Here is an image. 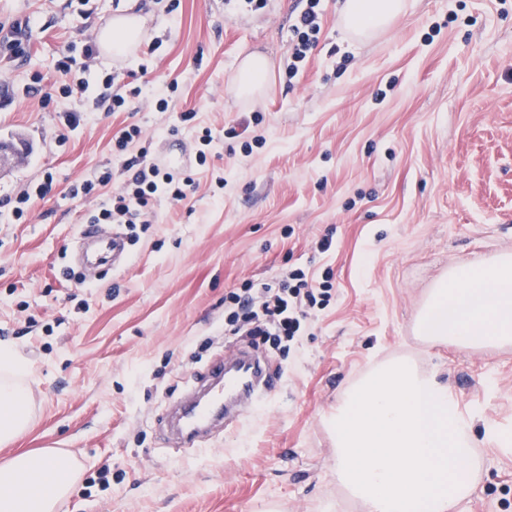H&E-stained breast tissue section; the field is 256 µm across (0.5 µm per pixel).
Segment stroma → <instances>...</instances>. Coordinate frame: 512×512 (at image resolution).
Instances as JSON below:
<instances>
[{
    "mask_svg": "<svg viewBox=\"0 0 512 512\" xmlns=\"http://www.w3.org/2000/svg\"><path fill=\"white\" fill-rule=\"evenodd\" d=\"M387 26L358 40L341 23L345 0H322L319 42L289 76L291 25L301 0H244L217 10L181 0L176 18L153 9L152 57L99 58L92 78L179 88L169 111L140 105L92 114L66 144L54 113L21 88L46 85L86 26L114 15L94 0L84 19L64 0H0V16L29 19L30 54L0 108V142H24L0 166V346L25 365L29 429L0 461L51 452L80 479L59 512H365L336 477L330 416L344 393L387 362L410 361L446 382L472 419L480 469L453 512H512V345L463 350L420 336L415 317L454 265L512 254V0H404ZM265 56L263 91L239 96L242 59ZM193 110L194 124L180 113ZM250 126L228 139L240 120ZM135 124L153 153H184L196 192L161 203L120 268L76 264L85 204L70 183L116 166L111 140ZM211 128L198 165L190 143ZM52 173L55 191L28 224L2 202ZM332 235L322 253L316 243ZM301 269L330 275L333 297L309 336L268 350L283 383L238 432L201 450L170 444L168 408L238 347L260 336L224 333V297L246 281ZM107 481H100L101 470Z\"/></svg>",
    "mask_w": 512,
    "mask_h": 512,
    "instance_id": "stroma-1",
    "label": "stroma"
}]
</instances>
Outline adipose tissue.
I'll return each mask as SVG.
<instances>
[{
    "instance_id": "obj_1",
    "label": "adipose tissue",
    "mask_w": 512,
    "mask_h": 512,
    "mask_svg": "<svg viewBox=\"0 0 512 512\" xmlns=\"http://www.w3.org/2000/svg\"><path fill=\"white\" fill-rule=\"evenodd\" d=\"M404 8L403 0H348L345 11L355 32L386 25ZM144 17L126 12L106 20L100 29L108 55L130 56ZM432 342H453L470 350L512 342V257L487 267L456 266L433 289L417 318ZM15 351L0 348V445L11 442L30 423L28 390ZM78 472L47 455L24 453L0 464V512H57L70 495Z\"/></svg>"
}]
</instances>
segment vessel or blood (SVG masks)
Returning a JSON list of instances; mask_svg holds the SVG:
<instances>
[{
  "mask_svg": "<svg viewBox=\"0 0 512 512\" xmlns=\"http://www.w3.org/2000/svg\"><path fill=\"white\" fill-rule=\"evenodd\" d=\"M91 240L98 254L111 257L113 267L125 264L127 250L122 235L101 233L92 235ZM278 386V377L254 353L239 350L221 356L203 379L204 398L192 397L180 405L171 428L189 444L219 423L225 431H233L252 411L266 406Z\"/></svg>",
  "mask_w": 512,
  "mask_h": 512,
  "instance_id": "vessel-or-blood-1",
  "label": "vessel or blood"
}]
</instances>
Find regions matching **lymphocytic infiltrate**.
<instances>
[{
    "label": "lymphocytic infiltrate",
    "instance_id": "obj_1",
    "mask_svg": "<svg viewBox=\"0 0 512 512\" xmlns=\"http://www.w3.org/2000/svg\"><path fill=\"white\" fill-rule=\"evenodd\" d=\"M321 0H307L306 7L291 26L292 62L289 76H296L318 43L321 27L319 6ZM30 26L20 19H0V64L5 71L1 82H8L7 68L22 63L29 56ZM99 56L97 43L92 36H84L78 44L69 45L55 64L60 75L56 92L44 90V78L33 74L23 88L25 97L37 102L41 109H48L54 96L71 99L72 108L56 114L60 135L76 130L84 120V98L89 89L87 75ZM103 90L93 101L95 109L104 112H125L138 102L143 89L138 85L122 83L119 72L105 74ZM143 131L130 125L122 129L112 141V154L121 163L123 181L120 189L111 196L102 191L112 181L111 171H96L71 185V197L98 196L99 205L92 210L87 221L91 224H121L128 231L153 222L155 206L169 200L181 202L196 188L194 179L186 174L161 168L150 160L140 142ZM332 298L329 281H316L303 270L289 271L275 283L246 282L240 291L224 299V333L235 336L247 333L266 337L272 347H287L288 343L304 336L311 326L312 312L327 305Z\"/></svg>",
    "mask_w": 512,
    "mask_h": 512
}]
</instances>
